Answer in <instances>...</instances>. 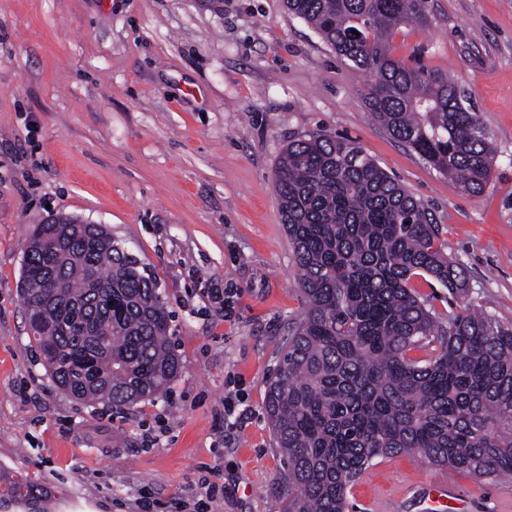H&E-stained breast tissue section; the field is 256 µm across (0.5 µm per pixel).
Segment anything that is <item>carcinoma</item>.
Here are the masks:
<instances>
[{
  "label": "carcinoma",
  "instance_id": "carcinoma-1",
  "mask_svg": "<svg viewBox=\"0 0 512 512\" xmlns=\"http://www.w3.org/2000/svg\"><path fill=\"white\" fill-rule=\"evenodd\" d=\"M372 77L366 102L388 132L460 187L491 181L492 139L448 75L395 58L389 32L427 27L429 0H285ZM357 34H352V31ZM282 222L306 307L289 328L265 411L287 461L284 512H349L347 492L383 457L418 453L478 478L512 477V323L464 306L438 320L411 280L461 294L466 272L437 243L428 208L353 141L288 142L276 168ZM60 214L23 248L24 313L60 321L31 336L56 386L89 405L164 397L181 370L171 314L133 252L102 224ZM430 349L422 359L415 349ZM46 490L0 472V507L46 512Z\"/></svg>",
  "mask_w": 512,
  "mask_h": 512
}]
</instances>
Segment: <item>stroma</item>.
<instances>
[{
  "label": "stroma",
  "instance_id": "obj_1",
  "mask_svg": "<svg viewBox=\"0 0 512 512\" xmlns=\"http://www.w3.org/2000/svg\"><path fill=\"white\" fill-rule=\"evenodd\" d=\"M395 58L450 73L495 145L492 181L464 192L392 137L369 78L283 0H0V469L55 512H281L284 460L264 403L303 311L275 188L289 141L357 143L421 200L467 270L454 297L414 287L437 318L471 304L512 322V0H431ZM62 212L109 227L156 278L182 368L152 404L90 406L60 391L17 292L34 225ZM241 399L235 425L225 399ZM450 476L463 512H512V479L418 454L379 459L353 512H425Z\"/></svg>",
  "mask_w": 512,
  "mask_h": 512
}]
</instances>
